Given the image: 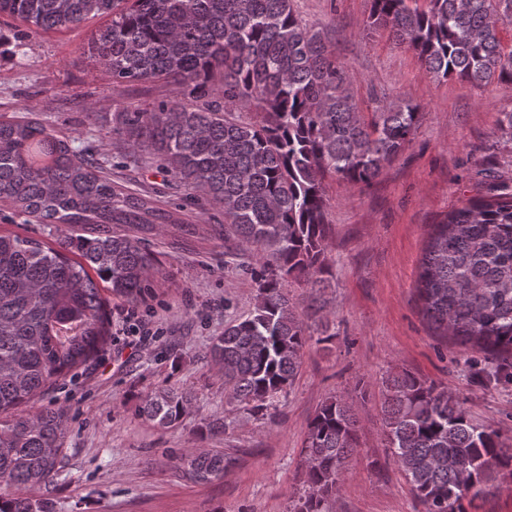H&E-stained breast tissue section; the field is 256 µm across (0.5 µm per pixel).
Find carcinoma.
Segmentation results:
<instances>
[{"instance_id": "1", "label": "carcinoma", "mask_w": 512, "mask_h": 512, "mask_svg": "<svg viewBox=\"0 0 512 512\" xmlns=\"http://www.w3.org/2000/svg\"><path fill=\"white\" fill-rule=\"evenodd\" d=\"M370 0L364 29H387L435 79L478 87L512 84V0ZM110 15L89 57L115 85L171 81L175 96L112 113V134L133 163L148 152L194 191L192 204L224 210V239L248 251L257 295L244 319L209 349L224 386L259 414L291 388L313 338L290 283L330 287L325 179L369 187L411 140L420 107L397 99L365 115L346 89L347 70L328 37L303 24L294 0H0V16L42 30ZM256 111L244 120L241 112ZM73 140L38 118L0 116V201L41 224L88 226L94 236L56 246L0 231V512H53L47 489L62 467L66 409L15 413L111 341L108 299L149 286L153 255L138 234L188 224L185 206L112 180ZM74 249L77 258L67 256ZM416 291L446 336L484 353L512 381V191L472 199L434 225ZM386 448L426 512H465L463 500L512 480V447L475 422L464 403L409 370L382 381ZM194 396L166 388L138 416L181 423ZM354 399L327 398L302 453L309 492L294 512H328L358 445ZM224 454H189L183 474L206 484Z\"/></svg>"}]
</instances>
